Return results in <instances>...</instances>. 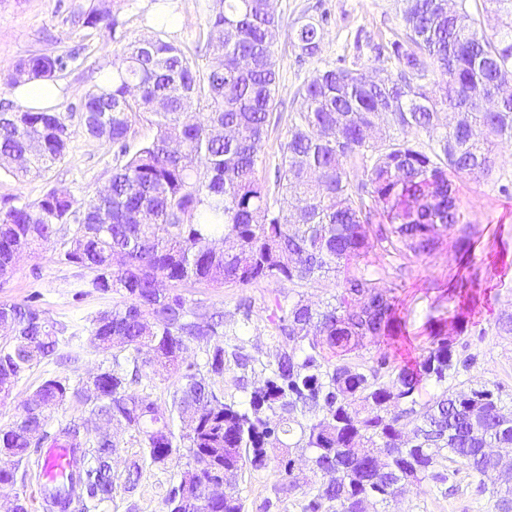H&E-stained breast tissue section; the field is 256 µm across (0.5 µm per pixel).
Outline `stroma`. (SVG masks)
I'll use <instances>...</instances> for the list:
<instances>
[{"instance_id": "obj_1", "label": "stroma", "mask_w": 512, "mask_h": 512, "mask_svg": "<svg viewBox=\"0 0 512 512\" xmlns=\"http://www.w3.org/2000/svg\"><path fill=\"white\" fill-rule=\"evenodd\" d=\"M97 0H0V79L16 61L34 50L68 56L67 69L57 78L61 94L58 111H75L85 93L108 69L114 51L128 43L165 32L168 40L188 55H195L205 41V22L212 0H113L110 16L97 28L83 27L80 18ZM280 19V36L273 47L276 69L277 110L262 143L258 175L273 182L288 139L289 118L302 105L301 90L312 73L324 63L372 69L377 65L379 47L403 35L401 0H274ZM324 19V35L318 54L301 56L292 43L294 29L308 19ZM498 161L489 177L457 179L460 208L467 220L460 232L444 236L439 249L429 255L407 253L400 259L374 249L359 261L382 285L397 288L407 338L399 346V360L411 362L427 351L431 339L427 320H447L457 303L448 297V287L460 278L475 279L484 296L470 312V325L458 339L462 356L473 362L461 371L466 386H504L512 407V335L498 332L499 318L512 315V141H499ZM112 172V149L78 134L72 138L64 158L40 174L19 180L0 169V203L14 205L39 200L49 189L64 185L76 198L84 199L107 185ZM473 246L469 261H461L455 249L460 235ZM80 268L62 263L54 243L24 250L14 273L0 279V304L22 303L75 332L81 350L77 361L41 365L26 373L15 385L11 397L0 402V428L11 425L45 374L53 373L71 382L95 374L102 355L85 348L82 330L87 317L122 304L118 294L79 295ZM336 276L288 285L261 281L250 285H229L220 289L203 284H185L179 291L190 302L200 304L224 317L227 329H240L241 354L249 356V367L238 365L234 356L224 361V373L211 382L225 401L240 400L246 390L262 385L266 375L263 362L270 360V337L274 328L269 307L275 295H302L311 306L327 300L336 289ZM140 441L134 431L120 437L112 459L115 478L112 500L103 512H165L164 500L177 482L185 460L163 467H145L135 489L124 485L129 462L140 455ZM281 478L276 466L263 471L245 470L234 484L244 503V512H301V492L278 495L274 487ZM385 512H495L489 493L479 488L478 478L466 471L449 473L442 483L406 485Z\"/></svg>"}]
</instances>
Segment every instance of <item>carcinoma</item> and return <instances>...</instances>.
I'll return each instance as SVG.
<instances>
[{"label":"carcinoma","instance_id":"1","mask_svg":"<svg viewBox=\"0 0 512 512\" xmlns=\"http://www.w3.org/2000/svg\"><path fill=\"white\" fill-rule=\"evenodd\" d=\"M472 2L458 0L450 13L441 0H406L405 39L379 49L397 69L379 81L343 65L315 70L272 187L258 176L277 81L280 21L271 0H214L203 66L155 37L115 52L108 84L89 90L76 116L0 110V167L14 177L61 160L78 132L113 150L106 194L80 201L59 186L34 203L0 207V278L23 248L52 240L60 260L89 272L79 295L124 298L86 326L89 346L108 366L77 384L43 379L25 414L0 429V458L9 460L0 466L1 487L26 481L34 449L66 448L67 476L39 486L43 512H98L112 497L119 448L102 426L138 432L148 465L189 458L166 512H244L235 488L209 499L208 483L266 468L270 448L281 449L285 477L274 491L305 488L302 512H370L397 496V483L444 482L451 465L478 476L497 467L483 449H512V413H504L502 386L466 389L457 381L473 361L456 350L467 311L454 316L452 336L430 328L431 347L410 367L385 349L366 360L364 340L394 339L403 325L394 289L365 271L344 277L317 309L299 297L274 299L279 335L269 377L241 400L225 402L195 373L182 374L168 411L133 389L149 370L180 371L190 342L213 344L205 365L224 374V317L177 285L309 283L379 245L390 257L430 255L443 233L465 223L453 178L488 177L495 142L512 140V95L492 109L474 95L478 86L512 84V0L480 3L499 16L493 34L479 27ZM109 15L99 0L84 24L95 28ZM323 24L294 30L303 54L319 52ZM66 67L61 55L31 53L6 81L53 82ZM383 116L389 130L377 137ZM141 118L155 134L135 144ZM64 341L65 328L38 310L1 304L0 400ZM425 381L437 390L427 401ZM72 406L88 419L51 427V415ZM298 448L316 480L294 476ZM491 495L498 512H512V467L499 469Z\"/></svg>","mask_w":512,"mask_h":512}]
</instances>
